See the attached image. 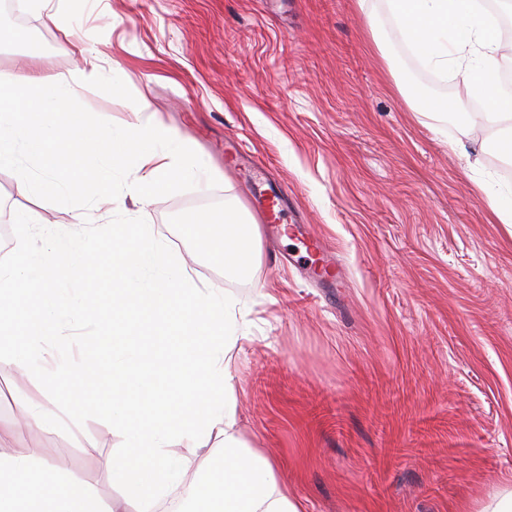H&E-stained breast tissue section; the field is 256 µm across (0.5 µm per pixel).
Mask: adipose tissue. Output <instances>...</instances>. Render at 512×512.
<instances>
[{
    "instance_id": "1",
    "label": "adipose tissue",
    "mask_w": 512,
    "mask_h": 512,
    "mask_svg": "<svg viewBox=\"0 0 512 512\" xmlns=\"http://www.w3.org/2000/svg\"><path fill=\"white\" fill-rule=\"evenodd\" d=\"M77 83L0 80V163L27 192L69 206L71 224H33L0 207V383L17 377L43 400L33 409L0 390L8 424L63 426L119 497L85 486L84 512H303L275 463L237 429L230 364L244 337L237 295L194 276L182 251L141 214L158 189L215 182L210 165L150 102L115 127L83 114L55 120ZM86 158L82 171L73 155ZM198 251L242 278L255 264L257 225L232 207L191 217ZM216 457L219 467H203ZM26 453L0 438V512H43L60 498L59 468L31 482Z\"/></svg>"
}]
</instances>
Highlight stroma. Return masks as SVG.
Returning a JSON list of instances; mask_svg holds the SVG:
<instances>
[{
	"instance_id": "stroma-1",
	"label": "stroma",
	"mask_w": 512,
	"mask_h": 512,
	"mask_svg": "<svg viewBox=\"0 0 512 512\" xmlns=\"http://www.w3.org/2000/svg\"><path fill=\"white\" fill-rule=\"evenodd\" d=\"M0 77L81 74L90 36L124 92L82 88L58 104L114 126L146 97L219 173L216 186L156 194L143 214L213 286L245 307L231 361L241 432L279 465L305 512H481L512 489V232L472 187L512 169L486 117L435 136L397 91L356 0H67L66 28L17 13ZM462 140L467 152L449 143ZM291 196L305 231L343 269L337 294L258 240L250 276L192 255L190 214L251 210L257 168ZM0 204L35 224L71 223L0 164ZM9 441L109 494L96 457L22 423Z\"/></svg>"
}]
</instances>
